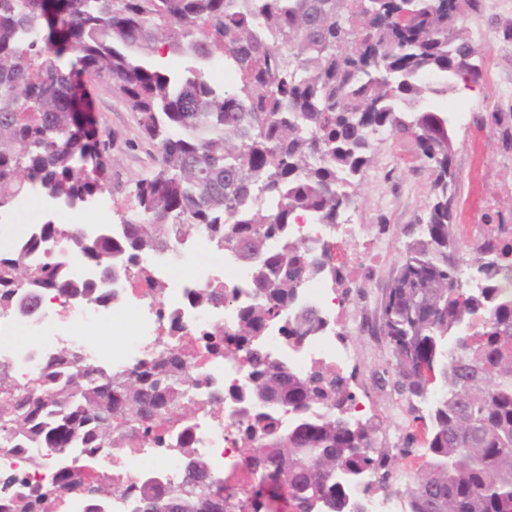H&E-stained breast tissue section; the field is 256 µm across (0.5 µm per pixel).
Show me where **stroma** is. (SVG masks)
Segmentation results:
<instances>
[{"label":"stroma","mask_w":512,"mask_h":512,"mask_svg":"<svg viewBox=\"0 0 512 512\" xmlns=\"http://www.w3.org/2000/svg\"><path fill=\"white\" fill-rule=\"evenodd\" d=\"M512 21V0H482L480 12L468 14L465 24L478 50L481 78L452 96L433 98L436 109L454 112L452 168L459 201H466L472 181L480 183L478 209L464 234L472 246L487 217L512 224V148L503 145L491 113H512V40L501 36ZM90 109L112 149L108 159L111 188L101 196L111 223L135 218L134 185L155 166L158 153L142 137L137 116L117 98L111 83L88 78ZM432 178L423 167L415 143L389 135L375 142L369 164L356 178L355 223L360 238L352 246H338L336 261L344 280L335 288L336 334L350 348L353 360L343 367L357 395L360 420L376 426L377 448L388 451L393 474L407 468L399 450L407 434V403L392 384L379 376L388 366L389 350L382 337L358 328L357 319L368 306L378 305L398 265L411 224L423 216L432 198Z\"/></svg>","instance_id":"1"}]
</instances>
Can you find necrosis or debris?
I'll return each mask as SVG.
<instances>
[{"label":"necrosis or debris","mask_w":512,"mask_h":512,"mask_svg":"<svg viewBox=\"0 0 512 512\" xmlns=\"http://www.w3.org/2000/svg\"><path fill=\"white\" fill-rule=\"evenodd\" d=\"M360 230V225L348 217L336 224H315L302 218L291 228L295 238L311 247L356 241ZM213 250L209 239L202 237L184 240L181 254L172 260L147 258L153 278L167 285L163 297H153L147 284L136 278L116 285L117 300L123 303L132 323L121 345L112 350L86 341L90 332L115 327L112 305L54 295L30 317L0 311V368L9 370L11 387H26L31 379L46 372L47 355L61 351L77 353L86 364L109 366L113 375L124 377L157 350L176 346L181 352H191L203 332H232L236 324L233 308L195 307L188 292L207 285L246 288L245 269L228 258L221 264L201 261L189 276L177 273L185 255L202 256ZM302 299L319 311L327 330L291 345L279 325H270L263 343L271 359L296 372L315 363L344 366L351 352L337 342L330 328L336 319V299L327 283L310 281ZM224 346L225 356L195 364L198 384L187 396L196 405L195 413L177 424L157 427L151 438L142 436L137 427H128L129 446L122 457L104 453L89 457L71 448L28 444L10 450L0 448V512H14L12 496L38 485L51 491L47 512H85L94 498L104 500L108 512H136L141 497L155 487L175 491L186 485L191 474L190 456L186 454L190 448L214 473L244 478L246 472L240 467L243 453L235 435L243 417L234 413L231 403L216 407L210 403L215 389L239 384L247 369L244 351L229 340ZM37 457L43 459L42 467L32 466V459Z\"/></svg>","instance_id":"1"}]
</instances>
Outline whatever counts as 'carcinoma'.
<instances>
[{
    "label": "carcinoma",
    "instance_id": "carcinoma-1",
    "mask_svg": "<svg viewBox=\"0 0 512 512\" xmlns=\"http://www.w3.org/2000/svg\"><path fill=\"white\" fill-rule=\"evenodd\" d=\"M481 0H0V208L30 189L72 208L108 185L111 142L81 109L82 77L106 79L138 115L158 165L135 185L139 212L119 230L45 224L0 251V309L34 310L52 293L106 302L100 278H138L157 295L141 260L173 252L203 234L245 267L252 301L237 307L234 339L250 361L241 386L215 391L265 402L271 410L241 424L237 439L254 492L224 495V479L203 463L176 491L145 495L138 512H354L345 483L375 477L363 492L389 487L387 451L374 426L353 417L349 380L319 365L299 374L270 360L265 328L284 322L295 342L325 325L301 304L312 277L343 271L330 247L291 237L300 217L336 224L353 204L355 178L377 136L414 141L433 176V201L384 290L375 333L391 351L394 388L410 415L404 458L415 433L426 448L414 462L408 512H512V272L501 246L508 225L488 216L465 252L454 223L448 113L426 106L475 82L477 49L464 25ZM79 52L78 64L63 57ZM176 53L177 71L162 59ZM232 86H218L214 67ZM429 76L440 79L433 87ZM512 113H491L512 146ZM64 240L60 259L31 255ZM96 272L77 278L78 263ZM237 289L202 287V307L232 306ZM213 354L216 330L199 338ZM30 387L0 397V448H83L110 455L127 447L126 428L152 429L187 415L196 382L176 349L159 351L127 378L89 369L72 352L49 359ZM295 417L279 427L274 414Z\"/></svg>",
    "mask_w": 512,
    "mask_h": 512
}]
</instances>
